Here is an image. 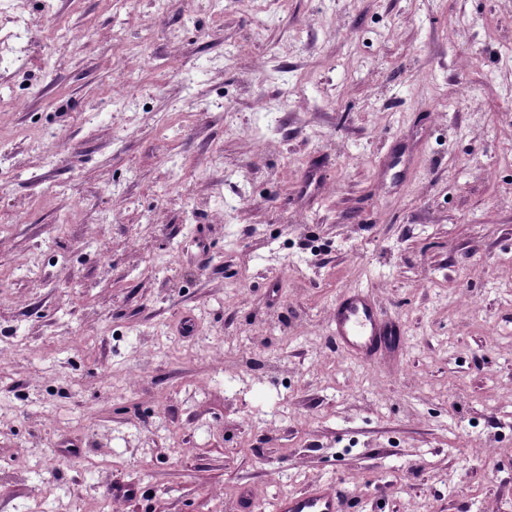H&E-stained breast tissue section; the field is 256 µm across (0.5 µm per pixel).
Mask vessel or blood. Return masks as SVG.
Wrapping results in <instances>:
<instances>
[{
	"mask_svg": "<svg viewBox=\"0 0 512 512\" xmlns=\"http://www.w3.org/2000/svg\"><path fill=\"white\" fill-rule=\"evenodd\" d=\"M328 335L338 350L361 361L405 344L400 326L382 319L370 290L361 286L347 288L337 298L330 311ZM350 502L345 489L324 482L279 496L273 512H348Z\"/></svg>",
	"mask_w": 512,
	"mask_h": 512,
	"instance_id": "obj_1",
	"label": "vessel or blood"
}]
</instances>
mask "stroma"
<instances>
[{
	"label": "stroma",
	"instance_id": "obj_1",
	"mask_svg": "<svg viewBox=\"0 0 512 512\" xmlns=\"http://www.w3.org/2000/svg\"><path fill=\"white\" fill-rule=\"evenodd\" d=\"M40 9L0 71V512H512V0ZM353 284L403 352L330 344ZM351 497L333 482L313 484L306 490L279 496L274 512H348Z\"/></svg>",
	"mask_w": 512,
	"mask_h": 512
}]
</instances>
